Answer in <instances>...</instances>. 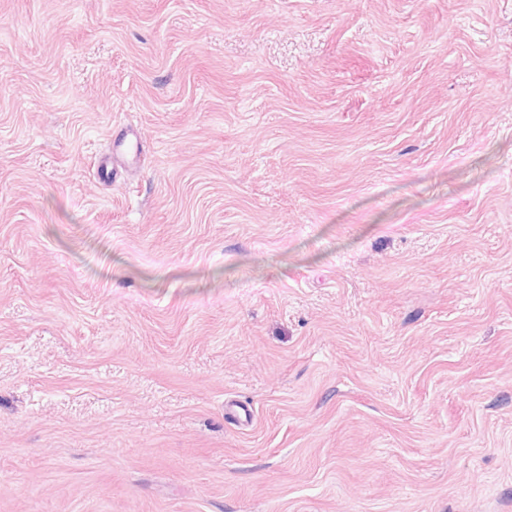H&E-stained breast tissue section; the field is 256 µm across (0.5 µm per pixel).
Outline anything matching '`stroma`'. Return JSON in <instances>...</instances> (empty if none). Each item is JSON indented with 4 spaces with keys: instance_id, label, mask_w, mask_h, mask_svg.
Returning a JSON list of instances; mask_svg holds the SVG:
<instances>
[{
    "instance_id": "1",
    "label": "stroma",
    "mask_w": 512,
    "mask_h": 512,
    "mask_svg": "<svg viewBox=\"0 0 512 512\" xmlns=\"http://www.w3.org/2000/svg\"><path fill=\"white\" fill-rule=\"evenodd\" d=\"M0 512H512V0H0ZM134 136L131 130H121L111 142V153L101 157L96 164V174L103 183L112 182V179L118 175L117 169L113 166V158L116 156L131 157L134 162L138 154V144L134 142Z\"/></svg>"
}]
</instances>
